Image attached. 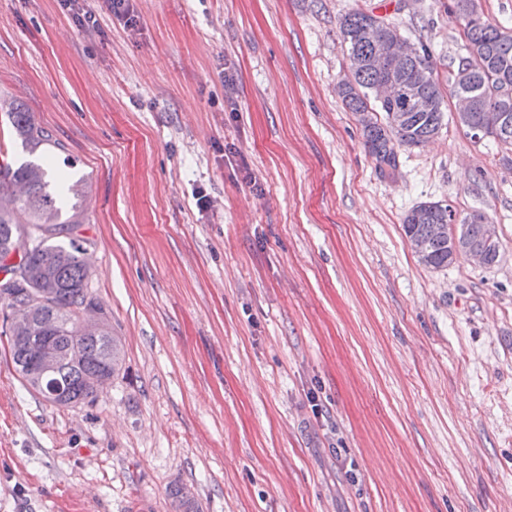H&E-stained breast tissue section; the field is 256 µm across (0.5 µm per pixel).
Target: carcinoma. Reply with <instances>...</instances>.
<instances>
[{"mask_svg":"<svg viewBox=\"0 0 512 512\" xmlns=\"http://www.w3.org/2000/svg\"><path fill=\"white\" fill-rule=\"evenodd\" d=\"M368 19L369 15L361 10L338 19L348 57L360 61L357 66L349 65L339 97L354 115L365 117L362 131L369 154L379 167L393 170L397 167L396 146L418 147L439 133L445 105L442 93L429 81L425 82V90L437 102L431 112H416L399 101H379L374 97L373 88L386 76L385 66L376 57L378 44L397 28L385 27L377 39L366 40L361 31ZM463 37L464 53L452 67L469 61L473 52L480 57L481 66L473 73L468 87L475 101L473 115L494 113L499 129L492 140L501 150L512 153V36L504 35L500 27L484 20L479 24L465 22ZM431 70V51L421 43L404 64L402 78H424ZM0 112L7 113L15 136L27 153H37L49 141V134L31 121L27 113L17 111L14 103L1 100ZM17 185L22 187L19 197L11 191ZM84 194L83 179L56 187L52 185L50 170L41 163H0V253L9 249L22 251L21 262L14 269V287L9 289L11 301L6 306L30 301L42 288L51 290L50 297L34 305V313L48 325L58 363L48 372H39L26 347L11 339L10 355L29 387L37 392L54 388L57 396L51 402L70 408L93 399L96 390L90 380L95 373L115 377L124 363L120 337L110 331L101 338L84 336L78 325L77 309L86 302H94V298L83 240L75 234L76 226L64 218V209L69 203L71 210H78ZM18 209L28 213L30 227L26 231L15 225L14 212ZM447 210L448 206L438 202L421 203L403 219L407 239H417L426 245L424 265L434 269L448 266V235L439 231ZM468 217V241L478 244L486 217L477 211Z\"/></svg>","mask_w":512,"mask_h":512,"instance_id":"obj_1","label":"carcinoma"}]
</instances>
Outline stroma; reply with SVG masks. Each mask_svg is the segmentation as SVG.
<instances>
[{
  "label": "stroma",
  "instance_id": "obj_1",
  "mask_svg": "<svg viewBox=\"0 0 512 512\" xmlns=\"http://www.w3.org/2000/svg\"><path fill=\"white\" fill-rule=\"evenodd\" d=\"M449 2L0 0V97L98 203L77 234L125 351L65 408L0 335V512H176L175 484L196 512H512V157L449 114L380 170L336 94L353 10L447 90ZM427 201L484 213L499 262L422 264Z\"/></svg>",
  "mask_w": 512,
  "mask_h": 512
}]
</instances>
